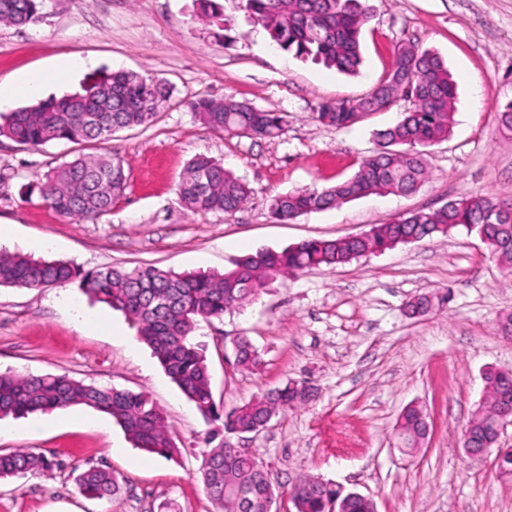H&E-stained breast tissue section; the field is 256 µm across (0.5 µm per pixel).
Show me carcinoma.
I'll use <instances>...</instances> for the list:
<instances>
[{
	"label": "carcinoma",
	"instance_id": "carcinoma-1",
	"mask_svg": "<svg viewBox=\"0 0 512 512\" xmlns=\"http://www.w3.org/2000/svg\"><path fill=\"white\" fill-rule=\"evenodd\" d=\"M201 17L222 16L219 0H194ZM43 0H0V24L25 25L38 19ZM251 18L262 24L281 50L311 59L343 73L362 64L360 39L372 16L369 0H243ZM393 52L385 77L356 102H323L316 119L344 128L357 112H381L403 98L408 107L393 125L374 133L376 148L350 177L325 188H303L270 197L274 219L287 223L300 215L340 206L371 194L416 191L427 179L424 149L448 138L457 87L445 59L437 52L404 42ZM170 96L162 79L122 70L103 75L85 93L49 99L20 108L0 123V137L21 145L50 141L81 143L109 140L116 129L146 127L159 105ZM192 111L207 127L228 133L244 130L249 138L274 139L283 134L285 115L268 112L233 98L200 99ZM121 159L80 155L64 161L26 185L58 215L94 221L112 209L126 188ZM246 182L205 155L191 158L179 183L185 205L196 213L236 212L247 200ZM512 204L485 197L451 200L433 211L417 210L392 224H377L362 238L308 239L281 250L261 249L239 257L222 273H176L153 264L132 268L103 267L82 272L64 261L36 260L0 254V286L27 289L71 283L90 298L125 312L138 327L140 339L152 350L166 373L206 419L216 416L211 375L204 348L192 342L201 321L220 319L249 302L277 277L293 276L320 266L337 267L367 253L383 252L413 240L446 237L463 226L481 236L493 257L512 268ZM238 365L258 368L262 358L246 336L235 342ZM490 399L474 419L473 431L490 438L494 422L506 406L512 409V374H486ZM305 385L288 381L224 413V437L237 439L263 417L305 404ZM83 405L112 417L138 448L162 457L178 454L165 419L143 393L101 387L66 374L0 373V417H25ZM418 411L406 408L397 421L407 448L415 447ZM45 453L20 448L0 453V479L47 468ZM199 478L210 501L222 512H266L269 486L256 458L226 443L205 457ZM78 491L88 497H112L121 485L112 471L90 468L76 477ZM274 495L282 492L275 488ZM295 512H327L339 499L345 512H372L371 503L341 488L312 485L299 477L289 493Z\"/></svg>",
	"mask_w": 512,
	"mask_h": 512
}]
</instances>
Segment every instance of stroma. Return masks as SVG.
<instances>
[{"label":"stroma","mask_w":512,"mask_h":512,"mask_svg":"<svg viewBox=\"0 0 512 512\" xmlns=\"http://www.w3.org/2000/svg\"><path fill=\"white\" fill-rule=\"evenodd\" d=\"M223 17L201 21L193 0H46L36 21L0 25V82L28 71L50 74L43 95L60 98L103 73L127 69L167 81L170 98L148 127L116 131L104 143L53 141L39 147L0 137V253L65 260L85 269L153 264L177 272L231 268L247 253L312 238L367 232L419 209L484 196L512 202V134L496 105L512 101V0H371L363 62L355 75L275 49L242 0H220ZM412 41L443 55L457 83L448 140L426 150L429 177L408 195H368L288 224L270 215L271 195L327 187L350 177L375 148V130L402 111L366 115L337 129L317 122L324 101L356 99L380 80L395 43ZM90 58L68 75L59 61ZM232 97L285 113L275 139L215 131L191 110L202 99ZM121 157L127 188L96 221L58 216L21 187L79 155ZM203 154L246 181L235 213H196L178 184L188 160ZM448 290L447 306L420 318L404 304ZM92 315L83 324L75 311ZM512 313V272L476 233L457 227L432 242L398 245L337 267L321 266L268 282L240 311L199 323L217 405L232 408L289 380L315 395L280 412L244 447L273 479L313 475L371 497L377 512H512V479L494 455H465L461 434L488 368L512 369V340L500 331ZM244 335L262 365L245 371L224 339ZM66 374L101 387L146 394L162 411L178 455L135 448L111 418L92 408L57 411L47 430L18 435L0 418V453L44 451L52 465L0 480V512H216L197 472L222 433L165 374L120 311L93 303L77 285L0 287V372ZM422 406L431 425L424 447H401L402 410ZM108 466L116 496L89 499L75 478Z\"/></svg>","instance_id":"1"}]
</instances>
